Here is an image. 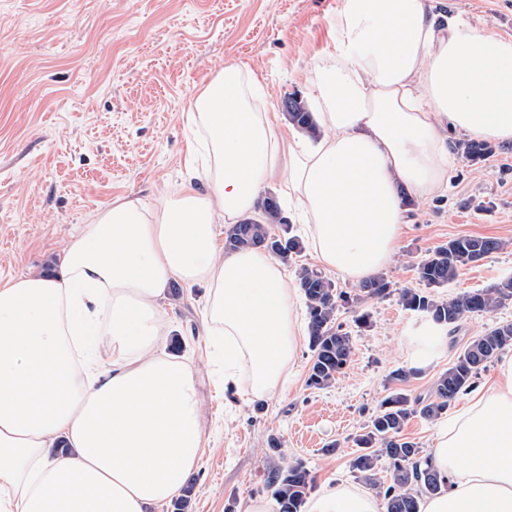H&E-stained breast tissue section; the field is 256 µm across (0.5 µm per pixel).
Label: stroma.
<instances>
[{"label":"stroma","mask_w":512,"mask_h":512,"mask_svg":"<svg viewBox=\"0 0 512 512\" xmlns=\"http://www.w3.org/2000/svg\"><path fill=\"white\" fill-rule=\"evenodd\" d=\"M342 0H0V281L57 268L80 225L116 200L159 208L189 161L193 99L225 65L247 66L265 91L264 106L281 112L286 97L310 103L303 70L333 49ZM454 19L486 24L512 38V0H444ZM453 144L444 196L413 203L398 257L382 275V299L341 309L352 341L343 373L329 387L308 385L312 352L302 345L287 381L273 394L225 402L203 357L204 285L165 297L169 328L161 341L193 360L206 405L205 450L191 477L192 512H243L264 487V452L277 438L282 454L303 463L316 484L368 489L352 472L353 439L394 390L425 396L466 343L496 323L512 321V302L468 317L448 352L419 376L393 383L416 351L408 325L417 312L399 298L419 287L418 264L460 236L506 241L505 249L465 267L450 294L512 279V145L487 143L466 158L464 134ZM368 311L371 325L354 317Z\"/></svg>","instance_id":"1"}]
</instances>
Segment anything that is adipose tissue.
I'll return each instance as SVG.
<instances>
[{"label": "adipose tissue", "instance_id": "obj_1", "mask_svg": "<svg viewBox=\"0 0 512 512\" xmlns=\"http://www.w3.org/2000/svg\"><path fill=\"white\" fill-rule=\"evenodd\" d=\"M305 80L326 129L310 142L260 106L242 66L196 96L202 163L161 208L124 199L83 225L57 272L0 284V512H158L203 454L189 362L163 356L172 279L204 284L208 355L233 396L273 391L304 325L285 266L224 252L215 227L255 212L287 173L288 205L319 264L350 283L396 256L403 195L448 189L449 129L512 143V38L442 20L427 0H342L334 50ZM410 369L448 350L425 321ZM430 462L447 481L419 512H512V356L494 385L449 408ZM305 512H383L371 492L327 483Z\"/></svg>", "mask_w": 512, "mask_h": 512}]
</instances>
